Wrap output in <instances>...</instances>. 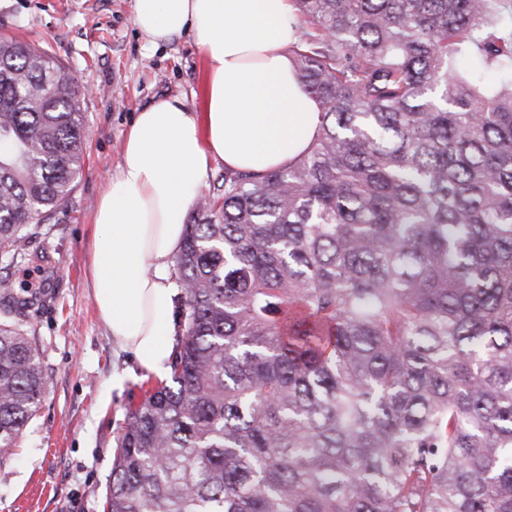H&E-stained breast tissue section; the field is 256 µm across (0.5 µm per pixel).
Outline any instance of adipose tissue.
Returning a JSON list of instances; mask_svg holds the SVG:
<instances>
[{"mask_svg": "<svg viewBox=\"0 0 512 512\" xmlns=\"http://www.w3.org/2000/svg\"><path fill=\"white\" fill-rule=\"evenodd\" d=\"M157 44L193 34L206 65L207 124L172 97L139 110L94 217L93 301L120 352L165 379L174 351V258L211 163L263 174L313 141L320 106L287 52L292 0H133Z\"/></svg>", "mask_w": 512, "mask_h": 512, "instance_id": "obj_1", "label": "adipose tissue"}]
</instances>
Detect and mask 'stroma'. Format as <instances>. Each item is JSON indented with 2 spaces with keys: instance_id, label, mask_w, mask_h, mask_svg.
I'll use <instances>...</instances> for the list:
<instances>
[{
  "instance_id": "obj_1",
  "label": "stroma",
  "mask_w": 512,
  "mask_h": 512,
  "mask_svg": "<svg viewBox=\"0 0 512 512\" xmlns=\"http://www.w3.org/2000/svg\"><path fill=\"white\" fill-rule=\"evenodd\" d=\"M0 37L55 54L82 93L90 127L88 159L70 197L29 225L27 256L0 257L10 297L36 296L27 329L47 380L42 403L0 468V512H102L113 453L144 381L116 352L88 288L86 251L97 201L121 160L135 112L179 97L207 112L204 59L193 36L148 42L132 20V0H0ZM132 373L122 392L113 371Z\"/></svg>"
}]
</instances>
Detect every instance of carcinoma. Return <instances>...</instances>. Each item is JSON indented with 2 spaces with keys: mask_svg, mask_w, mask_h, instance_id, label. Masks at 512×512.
Returning a JSON list of instances; mask_svg holds the SVG:
<instances>
[{
  "mask_svg": "<svg viewBox=\"0 0 512 512\" xmlns=\"http://www.w3.org/2000/svg\"><path fill=\"white\" fill-rule=\"evenodd\" d=\"M293 3L318 134L196 199L104 512H512V0ZM87 143L57 58L0 38L1 255ZM45 385L1 307L0 468Z\"/></svg>",
  "mask_w": 512,
  "mask_h": 512,
  "instance_id": "1",
  "label": "carcinoma"
}]
</instances>
